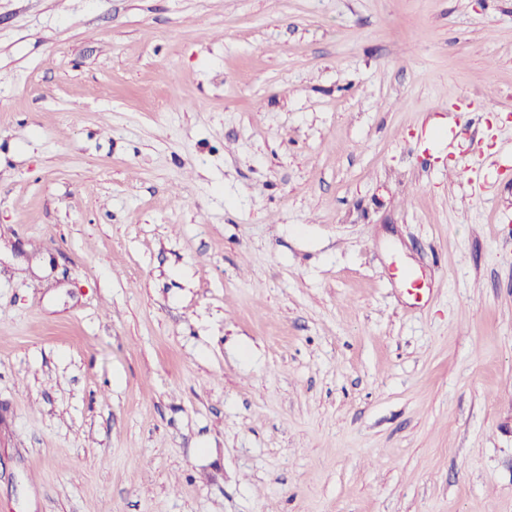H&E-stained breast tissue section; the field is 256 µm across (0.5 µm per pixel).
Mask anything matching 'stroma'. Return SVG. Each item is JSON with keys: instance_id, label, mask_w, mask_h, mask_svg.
<instances>
[{"instance_id": "35a3bbf8", "label": "stroma", "mask_w": 512, "mask_h": 512, "mask_svg": "<svg viewBox=\"0 0 512 512\" xmlns=\"http://www.w3.org/2000/svg\"><path fill=\"white\" fill-rule=\"evenodd\" d=\"M0 512H512V0H0Z\"/></svg>"}]
</instances>
